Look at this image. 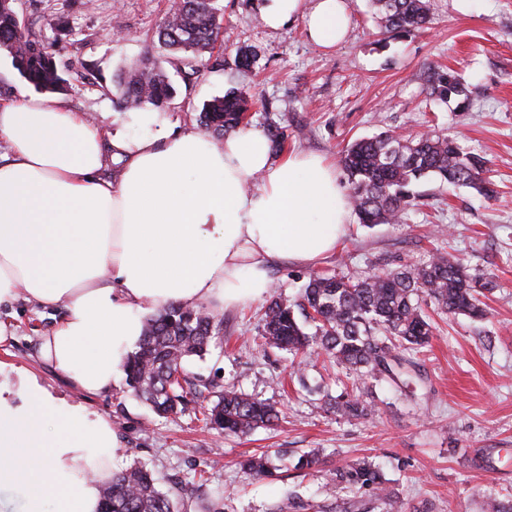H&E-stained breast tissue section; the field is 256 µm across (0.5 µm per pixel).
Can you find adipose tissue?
<instances>
[{
    "label": "adipose tissue",
    "mask_w": 512,
    "mask_h": 512,
    "mask_svg": "<svg viewBox=\"0 0 512 512\" xmlns=\"http://www.w3.org/2000/svg\"><path fill=\"white\" fill-rule=\"evenodd\" d=\"M262 15L272 28L302 20L325 50L351 21L346 0H269ZM128 118L155 135L104 134L60 98L0 106V304L63 309L39 352L82 395H54L23 368L0 379V492L20 512H100L123 445L86 400L112 390L147 316L258 301L272 265L316 263L351 220L324 156L275 157L257 127L216 141L158 111ZM110 157L116 181L101 175Z\"/></svg>",
    "instance_id": "obj_1"
}]
</instances>
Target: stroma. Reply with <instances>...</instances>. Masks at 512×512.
<instances>
[{
    "label": "stroma",
    "instance_id": "stroma-1",
    "mask_svg": "<svg viewBox=\"0 0 512 512\" xmlns=\"http://www.w3.org/2000/svg\"><path fill=\"white\" fill-rule=\"evenodd\" d=\"M347 2V39L322 50L302 21L269 28L263 0H223L224 66H201L188 79L151 40L168 0H14L29 29L56 41L67 79L61 98L104 130L140 136L117 112L113 81L150 55L177 89L165 108L177 129L198 128L203 103L237 87L255 102L249 125L279 127L285 149L334 161L347 144L384 130L433 131L483 158L497 190L488 198L425 179L421 202L404 223L366 226L351 219L335 253L313 267L278 263L272 269L274 291L291 298L313 270L357 276L436 253L492 275L486 319L435 314L430 347L410 355L415 373L408 391L385 382L366 386L322 356L308 358L298 373L288 353L259 352L263 305L256 302L223 311L226 343L186 368L211 384L275 403L285 415L278 426L227 439L206 425V400L159 418L122 382L93 399L117 429L125 464H147L173 496L199 489L187 512H271L289 489L309 501V512L324 505L346 512L371 495L336 486L332 473L364 460L380 469L406 512H481L490 496L512 502V0H430L431 23L410 34L381 33L369 0ZM240 46L257 52L246 71L234 63ZM438 69L456 71L468 85V110L429 96L427 77ZM61 316L21 300L0 306V318L15 329L13 341L0 348V363L33 371L55 393L69 386L39 360L38 346ZM347 390L373 391L369 416L326 412V397ZM269 448L280 452L272 473L249 478L240 472L239 460ZM311 450L318 451V464L296 470L297 458Z\"/></svg>",
    "mask_w": 512,
    "mask_h": 512
}]
</instances>
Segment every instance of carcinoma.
<instances>
[{"mask_svg":"<svg viewBox=\"0 0 512 512\" xmlns=\"http://www.w3.org/2000/svg\"><path fill=\"white\" fill-rule=\"evenodd\" d=\"M381 28L387 33H409L432 20L429 0H370ZM224 7L219 0H169L157 41L183 66L197 70L196 61L213 53L223 33ZM0 52L18 74L36 90L57 93L66 79L56 60L53 43L22 25L11 4H0ZM432 93L446 102L464 105L469 99L465 82L454 71L439 70L430 80ZM120 109L162 107L174 97L167 74L145 58L133 73L116 85ZM247 100L232 88L205 103L199 116L202 130L213 137L241 127ZM342 165L350 184L353 208L362 224H398L421 194L415 187L435 178L452 189L467 185L485 197L495 195L493 183L483 177L481 158L464 151L455 139L437 133L407 137L393 130L360 138L343 152ZM495 288L493 280L472 274L459 261L443 256L429 263L374 272L364 277L311 273L299 297L290 301L277 295L262 319L261 347L286 351L304 363L308 354H325L345 365L359 379L397 382L411 378V362L403 352L429 346L434 326L424 306L432 303L448 314L475 320L486 318L481 290ZM224 335L203 305L193 309L172 305L146 322L135 351L124 363L128 389L159 415H168L202 395L200 379L182 372L173 375L171 364L201 357L210 343ZM206 423L226 436H242L281 420L280 411L267 401L237 390L212 391ZM331 408L353 419L367 417L372 402L363 395H348ZM244 473L264 476L274 469L263 454L240 462ZM338 485L372 490L383 512H403V505L384 487L377 468L369 462L346 464L334 472ZM102 512H182L180 502L159 486L154 472L143 465L112 475L102 490ZM301 495L288 491L273 512H302Z\"/></svg>","mask_w":512,"mask_h":512,"instance_id":"obj_1","label":"carcinoma"}]
</instances>
